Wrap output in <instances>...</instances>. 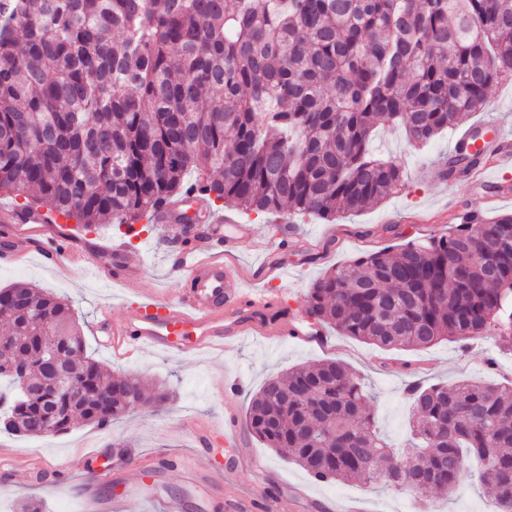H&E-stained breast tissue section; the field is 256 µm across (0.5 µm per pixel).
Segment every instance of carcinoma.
Segmentation results:
<instances>
[{"label":"carcinoma","mask_w":512,"mask_h":512,"mask_svg":"<svg viewBox=\"0 0 512 512\" xmlns=\"http://www.w3.org/2000/svg\"><path fill=\"white\" fill-rule=\"evenodd\" d=\"M505 77L512 0H0V192L129 232L194 189L209 205L333 221L402 186L400 165L369 150L380 121L419 148L481 111ZM478 163L461 154L445 174ZM307 304L382 349L490 338L512 350V213L471 209L444 232L338 264ZM0 320V426L14 435L64 433L77 417L105 430L132 404L166 399L90 358L55 295L1 288ZM47 351L77 391L60 388ZM405 395L411 474L336 360L269 378L247 427L326 483L451 496L467 471L512 512V385L413 382Z\"/></svg>","instance_id":"1"}]
</instances>
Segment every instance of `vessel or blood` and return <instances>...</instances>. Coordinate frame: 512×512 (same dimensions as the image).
<instances>
[{
  "label": "vessel or blood",
  "mask_w": 512,
  "mask_h": 512,
  "mask_svg": "<svg viewBox=\"0 0 512 512\" xmlns=\"http://www.w3.org/2000/svg\"><path fill=\"white\" fill-rule=\"evenodd\" d=\"M483 125L488 137L474 140L462 135L456 148L475 157L491 155L496 162L512 164V136L498 119H486ZM195 211L199 229L188 242L179 243L173 256V265L186 282L182 294L172 299L149 288L144 299L125 307L120 321L112 322L104 316L98 320L100 342L113 358L128 359L146 349L178 354L209 351L229 347L246 336H265L272 330L282 339L326 344L320 323L294 314L277 316L276 298L248 289V274L232 270L226 263L225 253L236 251L240 241L261 248L253 225L226 224L224 216L209 213L200 203ZM0 238L12 244L10 250L0 253V260L7 263L19 264L35 254L50 265L66 261L76 274L90 272L104 282L117 275L131 280L142 274L141 268L129 265L118 272L113 270V258L125 253L124 243L95 251L82 249L72 243L59 217L41 208L17 211L0 206ZM273 318L278 321L274 327L269 324ZM129 455V449H114L110 468L101 472L105 478L119 476L125 486L124 495L104 500L97 482H86L79 492L85 512H126L131 502L144 499L153 503L157 512H183L180 500L147 493L151 474L129 463ZM183 478L207 492L223 481L224 474L218 470H188Z\"/></svg>",
  "instance_id": "vessel-or-blood-1"
}]
</instances>
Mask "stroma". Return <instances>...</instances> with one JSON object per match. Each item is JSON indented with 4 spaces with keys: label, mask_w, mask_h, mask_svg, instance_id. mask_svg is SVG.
<instances>
[{
    "label": "stroma",
    "mask_w": 512,
    "mask_h": 512,
    "mask_svg": "<svg viewBox=\"0 0 512 512\" xmlns=\"http://www.w3.org/2000/svg\"><path fill=\"white\" fill-rule=\"evenodd\" d=\"M455 136V131H445L427 147L416 150L409 147L399 128L379 125L372 149L400 159L404 186L375 207L340 215L331 222L315 215L296 216L288 224L281 223L276 214L239 213L242 223L254 225L269 242L273 258L281 267L278 279L258 282L257 290L277 295L289 311L304 312L308 284L332 266L354 260L387 242L399 244L433 233L436 227L447 224L450 211L473 205L489 187H512V169L488 170L481 185L466 178L445 177L443 163ZM386 224L394 227L387 241L377 234ZM67 226L69 234L82 242L125 239L127 259L143 266L144 278L104 284L88 274L76 281L66 266L49 267L34 256L21 265L0 264V288L25 281L68 299L88 355L113 374L140 376L162 387L167 399L159 405L140 403L114 420L106 431L81 421L68 433L49 437H19L1 431L0 449L11 450L10 464L40 461L57 466L77 461L92 442L107 433L133 448L137 463L156 470V480L165 493L179 491L184 512H228L230 501L252 496L257 491V477L246 463L250 456L260 459L273 477L261 490L257 512H305L304 500L308 497L320 500L334 512H497L495 503L475 479L467 480L454 496L433 490L421 499L379 485L319 482L290 460L287 452L268 447L256 436H249L244 447L226 439L222 423L229 404L238 417H245L251 398L269 374L336 359L360 375L375 395L371 410L376 423L386 442L398 448L409 436L412 417L410 405L401 396L407 381L418 378L427 384L450 385L463 380L511 384V350L491 341L474 342L465 348L455 340L426 349L383 350L330 329L325 348L270 337L243 341L222 355L203 352L176 356L146 351L133 360H115L98 340L100 310L109 308L113 319H121L126 304L139 300L143 289L158 288L174 297L183 280L170 271V247L161 225L143 224L141 233L130 239L114 224L87 229L71 220ZM228 376L242 377L246 386L237 395L218 397L216 391ZM190 419L214 425L212 445L219 448V455L200 452L186 425ZM218 465L223 468L224 483L211 498H199L181 479L183 468L208 470ZM27 503L36 504L40 512H82L77 498L57 496L41 480L0 492V512H20L21 505Z\"/></svg>",
    "instance_id": "stroma-1"
}]
</instances>
